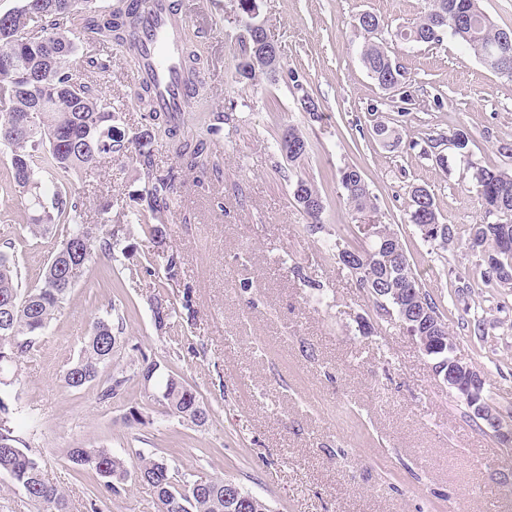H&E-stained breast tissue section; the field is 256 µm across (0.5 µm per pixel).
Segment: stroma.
<instances>
[{"label": "stroma", "instance_id": "35a3bbf8", "mask_svg": "<svg viewBox=\"0 0 512 512\" xmlns=\"http://www.w3.org/2000/svg\"><path fill=\"white\" fill-rule=\"evenodd\" d=\"M257 4L280 66L242 81L234 52L245 15L234 0H192L188 30L208 65L203 97L185 122L202 136L209 114L233 116L235 131L218 145L222 171L201 187L184 175L178 188L167 235L183 258L177 276L159 264L152 275L112 280L98 260L79 277L20 364V402L39 416L29 443L42 452L50 481L65 488L69 512H158L145 484L115 495L78 476L64 451L91 445L110 448L130 469L139 455H161L179 471L234 480L271 512H497L503 448L468 418L464 401L398 322L378 317L324 242L357 229L339 183L340 169L357 168L376 197L367 221L397 232L426 289L443 300L456 355L485 377L489 401L512 413V289L480 287L485 264L467 242L485 218L481 201L454 150L443 166L432 153L434 139L463 127L474 159L512 171V77L449 36L432 46L394 41L391 54L408 80L403 90H382L362 61L358 16L376 14L388 33L415 25L429 0ZM292 70L320 121L297 103ZM84 77L111 102L118 131L130 138L144 130L129 101L136 75L125 52L113 51L111 74ZM381 121L398 131L397 146L375 139ZM291 125L308 143L297 168L277 149ZM301 176L325 199L316 233L291 193ZM84 186L89 211L108 203L124 213L132 225L125 246L147 254L152 245L136 222L144 187L138 164L128 157L101 163ZM414 186L425 187L441 222L455 226L458 242L448 252L408 223ZM28 217L0 146V239H15L24 282L34 286L60 230L29 236ZM156 292L181 312L192 309L168 336L153 326L148 298ZM113 307L125 317L114 367L136 372L145 355L179 370L211 409L206 425L165 416L155 389L135 380L107 404L93 387L64 388L90 324ZM133 409L149 425H128Z\"/></svg>", "mask_w": 512, "mask_h": 512}]
</instances>
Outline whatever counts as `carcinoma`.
I'll use <instances>...</instances> for the list:
<instances>
[{
    "mask_svg": "<svg viewBox=\"0 0 512 512\" xmlns=\"http://www.w3.org/2000/svg\"><path fill=\"white\" fill-rule=\"evenodd\" d=\"M136 0H23L18 9L5 18L0 15V54L10 51L22 66L54 51L61 58L54 82L36 88L46 98L47 105L39 112L35 126L15 129L16 118L31 107L33 93L20 78L19 69L0 68V145L9 150L11 182L15 191L31 196L33 215L23 229L32 236L41 235L53 224L65 228L60 245L47 262L40 283L34 287L23 284L22 273L15 259V243L9 239L0 243V474L33 503L38 512H68L64 490L45 477V460L18 433V420H24L29 432L38 429V419L32 412H23L19 396L14 391L15 380L10 376L22 359L38 348L41 337L70 295L77 278L93 258L112 260L114 248L127 234L128 225L112 223L108 209L88 220L83 209V195L77 189L54 186L51 195L41 191L42 175H62L73 178L94 168L103 157H123L126 153L124 136L112 125L114 114L105 107L94 89L82 81L75 69L76 46L60 30V22L71 31L81 32L89 43L108 50L121 49L135 55L139 37L141 12ZM47 35L57 34L61 41L49 47L44 39L28 36L33 26ZM448 34L465 44L474 55L494 71H512V44L502 43L504 30L497 28L482 12L478 0H429V7L419 22L408 30H397V40L438 44ZM257 35L246 31L237 40L238 79L253 80L274 72L266 60L257 56ZM362 60L371 78L384 89H400L406 82L405 67L388 53L383 43L366 42ZM204 67L197 50L184 48L183 68L187 79L199 77ZM83 68L107 73L112 68V54L95 53L85 60ZM295 89L301 92L297 101L314 121L321 119L318 106L310 97L297 73L289 72ZM76 85L72 109L63 111L52 102L57 89ZM134 100L146 113L148 128L135 134V161L145 177L140 194L141 209L137 220L148 228L152 250L136 266L152 273L155 262L164 264L167 274L177 275L182 261L178 252L166 249L167 221L173 211L176 186L182 174L204 175L218 169L216 154L204 138L180 133L171 118L154 108L151 84L140 78L134 89ZM170 141L176 165L161 167L155 158V143L159 137ZM453 146L460 160L472 170V179L487 215L499 216L497 222L473 225L469 237L472 249L482 253L486 268L481 273L483 283L491 288H512V174L485 166L473 160L470 133L456 129ZM289 139L295 148L288 151L289 161L300 164L307 154V141L296 128L288 127L277 142ZM340 182L349 207L357 214L376 210L372 194L359 170L347 167L340 171ZM297 204L311 219L310 230L320 224L324 200L313 182L298 178L293 186ZM408 221L422 238L434 242L442 251L457 240L451 224L441 225L435 238L426 232L427 226L439 223L437 208L431 194L423 187L411 190ZM325 247L336 250L339 261L356 278L376 311H384L383 303L393 299L388 288L395 285L406 295H417L422 306L395 308L386 312L389 319L400 325H412L421 336L436 337V349L429 355L433 372L442 376L448 370V325L440 301L426 290L416 269L406 254L398 234L387 224L377 226V236L366 245L353 246L338 240L324 241ZM154 327L169 334L176 325L174 307L157 300L152 304ZM123 333V317L108 312L97 318L88 331L79 357L63 378L64 387L80 389L94 384L97 400L108 403L126 389L129 378L120 372L101 377V370L112 363L117 341ZM160 368L155 360L142 358L136 372L143 383L152 381ZM158 401L167 414L198 427L204 426L211 409L198 391L178 373L167 374ZM68 461L80 474L103 484L110 493H118L129 478L151 486L158 501V512H233L230 500L224 498V487L232 485L239 495L252 498L247 512H270L268 504L245 490L233 480L221 476L201 478L192 472L173 468L163 456H137L135 473H130L125 461L102 446L69 448Z\"/></svg>",
    "mask_w": 512,
    "mask_h": 512,
    "instance_id": "carcinoma-1",
    "label": "carcinoma"
}]
</instances>
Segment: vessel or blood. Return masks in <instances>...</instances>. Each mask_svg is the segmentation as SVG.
I'll return each instance as SVG.
<instances>
[{
    "label": "vessel or blood",
    "mask_w": 512,
    "mask_h": 512,
    "mask_svg": "<svg viewBox=\"0 0 512 512\" xmlns=\"http://www.w3.org/2000/svg\"><path fill=\"white\" fill-rule=\"evenodd\" d=\"M186 25V14L176 0H146L137 72L153 84L157 109L169 113L176 124L189 110L194 93L182 68Z\"/></svg>",
    "instance_id": "1"
}]
</instances>
